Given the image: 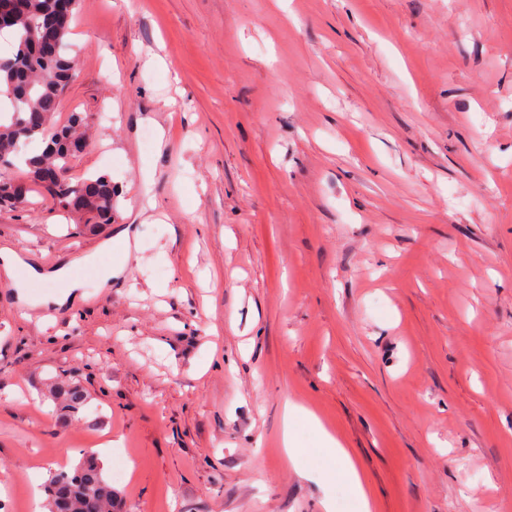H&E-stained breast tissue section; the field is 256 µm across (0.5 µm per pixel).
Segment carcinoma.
Instances as JSON below:
<instances>
[{
  "instance_id": "carcinoma-1",
  "label": "carcinoma",
  "mask_w": 512,
  "mask_h": 512,
  "mask_svg": "<svg viewBox=\"0 0 512 512\" xmlns=\"http://www.w3.org/2000/svg\"><path fill=\"white\" fill-rule=\"evenodd\" d=\"M9 12L8 24L0 26L11 35L12 50L0 52V97L11 105L0 111V160L25 168L28 181L44 190L60 208L81 214L84 232L96 233L112 223L118 191L107 175L56 186L44 182L50 168L67 169L70 159L85 147L82 118L72 114L64 125L54 122L63 94L76 71L68 47L71 24L80 0H69V10L59 18L53 41L40 35V27L53 14L55 0H18ZM12 178L0 171V203L26 207L28 200L9 193ZM58 400L67 412H77L85 403L84 390L75 382L59 386ZM44 491L50 512H111L119 492L106 478L100 462H81L73 472L55 473Z\"/></svg>"
}]
</instances>
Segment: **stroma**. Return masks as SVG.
<instances>
[{
  "label": "stroma",
  "instance_id": "35a3bbf8",
  "mask_svg": "<svg viewBox=\"0 0 512 512\" xmlns=\"http://www.w3.org/2000/svg\"><path fill=\"white\" fill-rule=\"evenodd\" d=\"M72 28L69 176L121 194L96 234L36 188L0 208L1 248L90 258L64 306L0 278L7 512L103 443L127 512H359L312 414L374 512H512V0H81ZM121 226L138 250L100 251ZM84 390L75 382H63L59 386L58 400L64 411L75 413L85 403ZM311 422L315 425L322 449L339 463L340 476L346 484L348 490L357 499L361 512H373V502L370 492L359 471L357 462L348 448L336 440L327 430H325L314 415H310Z\"/></svg>",
  "mask_w": 512,
  "mask_h": 512
}]
</instances>
